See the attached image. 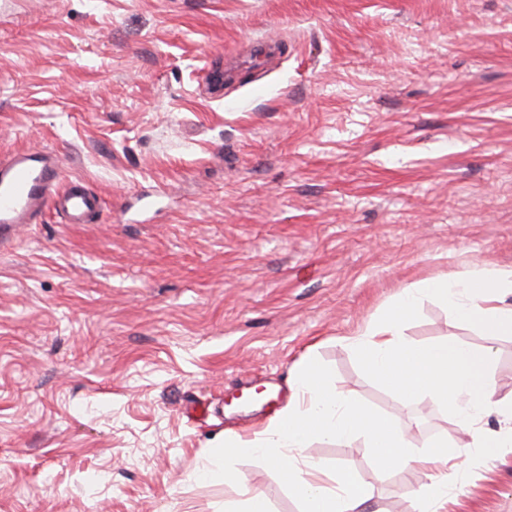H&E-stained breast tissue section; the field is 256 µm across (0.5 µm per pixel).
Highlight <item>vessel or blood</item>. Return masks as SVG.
<instances>
[{
    "instance_id": "1",
    "label": "vessel or blood",
    "mask_w": 512,
    "mask_h": 512,
    "mask_svg": "<svg viewBox=\"0 0 512 512\" xmlns=\"http://www.w3.org/2000/svg\"><path fill=\"white\" fill-rule=\"evenodd\" d=\"M101 205L98 196L76 182L62 185L56 155L41 150L0 156V246L20 225L37 223L53 207L81 224Z\"/></svg>"
}]
</instances>
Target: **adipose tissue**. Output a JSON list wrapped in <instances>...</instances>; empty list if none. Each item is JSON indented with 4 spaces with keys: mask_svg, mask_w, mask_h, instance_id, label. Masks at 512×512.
<instances>
[{
    "mask_svg": "<svg viewBox=\"0 0 512 512\" xmlns=\"http://www.w3.org/2000/svg\"><path fill=\"white\" fill-rule=\"evenodd\" d=\"M507 291L512 292V268L485 266L450 278L425 280L403 289L384 317L365 326L352 341L373 377L398 398L415 396L449 409L468 442L451 450L440 443L419 450L393 421L368 411L349 392L329 385L321 367L309 363L298 371L294 396L255 438H225V458L245 448L265 458L287 476L304 504L303 512H361L371 499L367 486L348 471L326 472L316 461L294 459L292 452L307 448L316 438L362 435L381 470L412 466L426 471L428 481L419 490L428 505L426 512H446L449 486L465 472L473 449L490 456L496 449L512 446V397L499 398L494 393L492 348L475 350L452 340L414 343L405 337L403 325L424 294L439 299L453 319L494 334L512 332V306L502 300ZM491 411L505 422L492 438L477 432Z\"/></svg>",
    "mask_w": 512,
    "mask_h": 512,
    "instance_id": "ef3b65f1",
    "label": "adipose tissue"
}]
</instances>
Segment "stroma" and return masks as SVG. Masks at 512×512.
Returning <instances> with one entry per match:
<instances>
[{
	"label": "stroma",
	"instance_id": "1",
	"mask_svg": "<svg viewBox=\"0 0 512 512\" xmlns=\"http://www.w3.org/2000/svg\"><path fill=\"white\" fill-rule=\"evenodd\" d=\"M55 151L102 199L0 251V512H301L253 436L310 358L417 444L455 443L349 341L402 289L512 266V0H0V153ZM419 343L512 335L422 299ZM422 512L364 438L304 451ZM453 512H512V447L473 451ZM236 507H229L225 512H268V505L259 492L244 488L240 493V499L236 502Z\"/></svg>",
	"mask_w": 512,
	"mask_h": 512
}]
</instances>
